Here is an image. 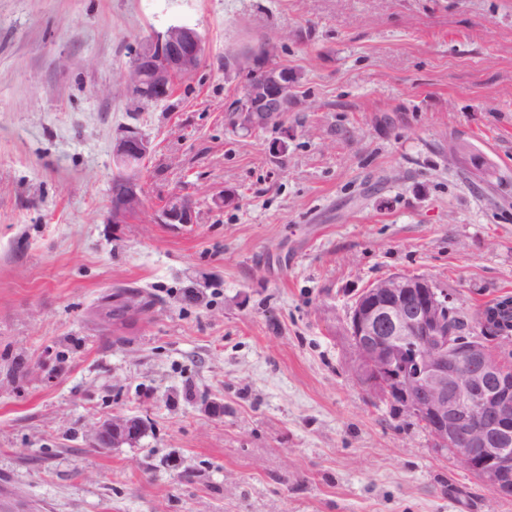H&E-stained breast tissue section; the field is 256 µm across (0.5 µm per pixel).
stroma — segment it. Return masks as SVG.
<instances>
[{
  "instance_id": "obj_1",
  "label": "stroma",
  "mask_w": 512,
  "mask_h": 512,
  "mask_svg": "<svg viewBox=\"0 0 512 512\" xmlns=\"http://www.w3.org/2000/svg\"><path fill=\"white\" fill-rule=\"evenodd\" d=\"M173 24L201 64L143 103ZM262 46L301 102L232 128ZM128 130L146 207L112 224ZM390 276L468 321L512 296V0H0V512H512L358 382L347 315ZM121 289L150 306L105 321ZM119 415L145 434L95 447ZM202 54V37L196 28L171 25L156 38L137 43L126 88L144 101H162L172 94L176 79L198 69ZM195 219L194 201L179 194L172 195L159 212L162 224H193Z\"/></svg>"
}]
</instances>
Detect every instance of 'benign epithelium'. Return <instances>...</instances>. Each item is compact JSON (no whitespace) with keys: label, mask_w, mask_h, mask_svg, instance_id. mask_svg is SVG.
I'll list each match as a JSON object with an SVG mask.
<instances>
[{"label":"benign epithelium","mask_w":512,"mask_h":512,"mask_svg":"<svg viewBox=\"0 0 512 512\" xmlns=\"http://www.w3.org/2000/svg\"><path fill=\"white\" fill-rule=\"evenodd\" d=\"M203 54L198 30L169 26L155 38L137 43L127 90L147 102L168 98L176 79L198 69ZM299 105L292 77L270 67L253 83L234 111L235 126L256 131L282 127L270 145L278 155L288 147L286 113ZM147 139L128 132L112 143L114 173L121 186L110 197L109 222L125 224L146 207L144 166ZM194 201L172 195L159 212L162 224H192ZM448 289L426 278L392 276L361 293L350 308L345 335L356 374L370 390L384 395L423 423L444 450L473 473L496 497L512 495V371L502 358L512 350V336L498 337L494 355L481 342L461 345L450 327ZM139 417H113L93 426L92 442L119 448L145 430Z\"/></svg>","instance_id":"benign-epithelium-1"}]
</instances>
